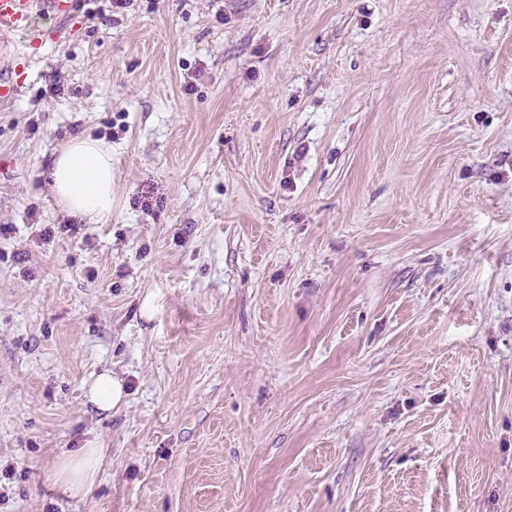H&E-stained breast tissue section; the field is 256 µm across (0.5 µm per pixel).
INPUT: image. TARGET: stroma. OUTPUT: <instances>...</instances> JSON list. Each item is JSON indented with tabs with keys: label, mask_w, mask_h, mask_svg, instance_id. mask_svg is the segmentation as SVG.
Segmentation results:
<instances>
[{
	"label": "stroma",
	"mask_w": 512,
	"mask_h": 512,
	"mask_svg": "<svg viewBox=\"0 0 512 512\" xmlns=\"http://www.w3.org/2000/svg\"><path fill=\"white\" fill-rule=\"evenodd\" d=\"M98 5L0 49V512H512V0ZM48 176L69 214L94 224L112 218V147L103 140L73 139L55 155ZM86 398L95 410L109 414L125 404L128 391L118 375L105 369L88 383ZM102 464V448L90 441L56 463L50 478L56 489L71 498L84 496L96 483Z\"/></svg>",
	"instance_id": "stroma-1"
}]
</instances>
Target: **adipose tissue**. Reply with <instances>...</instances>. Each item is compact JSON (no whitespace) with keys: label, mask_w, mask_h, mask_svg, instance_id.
Segmentation results:
<instances>
[{"label":"adipose tissue","mask_w":512,"mask_h":512,"mask_svg":"<svg viewBox=\"0 0 512 512\" xmlns=\"http://www.w3.org/2000/svg\"><path fill=\"white\" fill-rule=\"evenodd\" d=\"M58 203L71 215L98 224L112 217V148L89 137L73 139L54 157L48 173ZM95 410L111 413L125 404L127 388L111 370L93 377L86 389ZM102 450L96 442L59 459L50 473L56 489L71 498L84 496L96 483Z\"/></svg>","instance_id":"ef3b65f1"}]
</instances>
